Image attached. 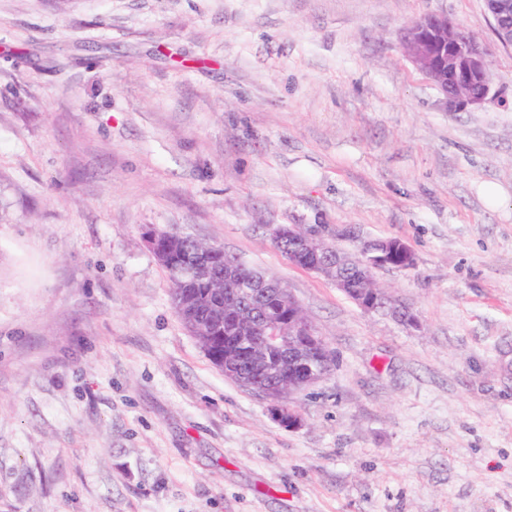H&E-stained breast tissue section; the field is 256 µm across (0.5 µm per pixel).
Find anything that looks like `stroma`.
I'll list each match as a JSON object with an SVG mask.
<instances>
[{
    "label": "stroma",
    "mask_w": 512,
    "mask_h": 512,
    "mask_svg": "<svg viewBox=\"0 0 512 512\" xmlns=\"http://www.w3.org/2000/svg\"><path fill=\"white\" fill-rule=\"evenodd\" d=\"M441 12L495 99L449 110L407 58ZM288 224L404 243L374 278L417 327L292 264ZM150 229L288 285L336 357L301 428L210 362ZM0 512H512V49L484 0H0Z\"/></svg>",
    "instance_id": "35a3bbf8"
}]
</instances>
